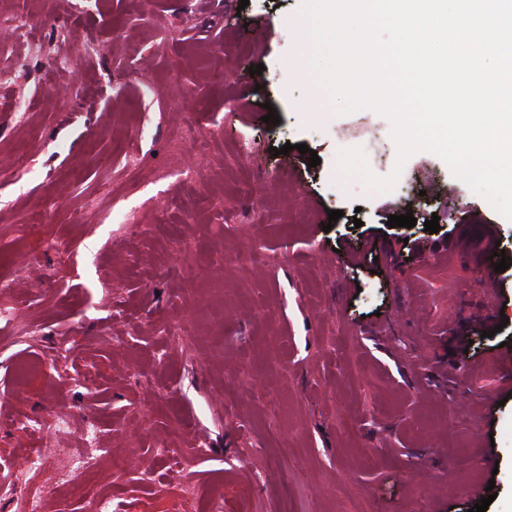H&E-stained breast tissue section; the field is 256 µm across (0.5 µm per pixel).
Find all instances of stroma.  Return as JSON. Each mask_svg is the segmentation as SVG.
Returning <instances> with one entry per match:
<instances>
[{
    "label": "stroma",
    "instance_id": "obj_1",
    "mask_svg": "<svg viewBox=\"0 0 512 512\" xmlns=\"http://www.w3.org/2000/svg\"><path fill=\"white\" fill-rule=\"evenodd\" d=\"M303 2L0 0L30 23L0 33V67L20 76L0 83V159L27 151L0 167V276L23 318L0 326V512L29 493L48 512H93L99 496L109 512H472L487 484V512H512V389L495 372L512 365V268L473 245L490 224L512 258V220L430 152L405 162L408 193L338 174L339 150L358 147L388 176L397 147L386 117L334 115L296 74ZM63 24L69 39L35 56L31 40ZM88 38L98 51L63 73ZM71 79L79 96H46ZM190 118L210 139L200 182L124 185L121 148L161 165ZM94 195L111 219L75 221ZM408 213L414 227H389ZM179 223L197 246L185 258L158 232ZM48 237L62 249L42 252ZM254 248L256 272L226 264ZM169 323L183 339L160 335ZM62 406L70 427L48 429ZM89 451V482L22 468Z\"/></svg>",
    "mask_w": 512,
    "mask_h": 512
}]
</instances>
